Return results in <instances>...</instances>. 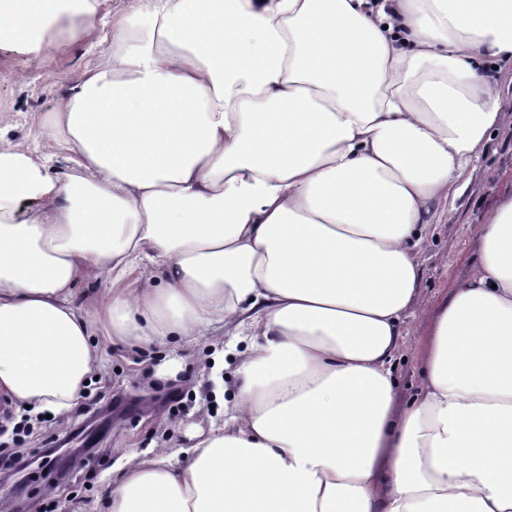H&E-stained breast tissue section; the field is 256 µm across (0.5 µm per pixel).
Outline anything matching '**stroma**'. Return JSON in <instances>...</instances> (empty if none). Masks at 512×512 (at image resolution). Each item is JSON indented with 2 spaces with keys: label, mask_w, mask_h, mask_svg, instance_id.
I'll return each mask as SVG.
<instances>
[{
  "label": "stroma",
  "mask_w": 512,
  "mask_h": 512,
  "mask_svg": "<svg viewBox=\"0 0 512 512\" xmlns=\"http://www.w3.org/2000/svg\"><path fill=\"white\" fill-rule=\"evenodd\" d=\"M116 0H98L88 31L72 34L70 4L50 18L40 36L41 50L28 52L0 44V142L34 146L49 118L59 90L85 69L95 66L109 48L110 18ZM478 173L463 177L458 193L430 225L420 247V292L424 306L404 317L407 333L402 360L395 363L396 403L408 404L418 392L425 335L438 306L471 274L479 255V231L498 205L512 197V125L503 124L476 162ZM208 342L191 350L169 342L133 351L106 352V367L89 387L83 404L70 418L75 433L63 470L39 467L45 448L62 440L55 419L34 417L10 406L0 407V499L12 512H42L56 499L58 512H88L112 480V470L129 453L166 448L180 455L188 448L187 427L223 424L224 403L212 393L214 384L202 368ZM179 360L174 380L146 381L158 368ZM31 466L19 470L17 456Z\"/></svg>",
  "instance_id": "stroma-1"
}]
</instances>
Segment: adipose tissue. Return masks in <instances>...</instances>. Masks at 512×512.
<instances>
[{
    "mask_svg": "<svg viewBox=\"0 0 512 512\" xmlns=\"http://www.w3.org/2000/svg\"><path fill=\"white\" fill-rule=\"evenodd\" d=\"M56 2L0 0V41ZM510 61L512 0H125L38 149L0 146V398L63 421L104 347L209 336L223 425L126 455L102 512H512V198L401 408L393 371Z\"/></svg>",
    "mask_w": 512,
    "mask_h": 512,
    "instance_id": "ef3b65f1",
    "label": "adipose tissue"
}]
</instances>
